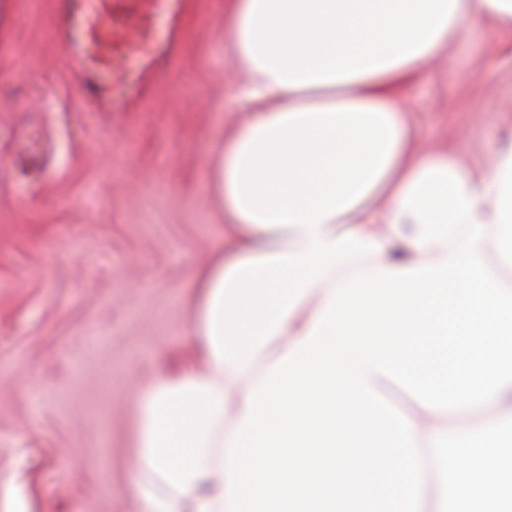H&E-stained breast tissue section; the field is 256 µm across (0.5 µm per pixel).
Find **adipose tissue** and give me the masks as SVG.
Segmentation results:
<instances>
[{"label":"adipose tissue","mask_w":512,"mask_h":512,"mask_svg":"<svg viewBox=\"0 0 512 512\" xmlns=\"http://www.w3.org/2000/svg\"><path fill=\"white\" fill-rule=\"evenodd\" d=\"M477 19L512 29V0H232L226 49L251 114L225 135L214 184L242 233L192 282L196 360L160 372L140 404L136 512H227L248 396L306 340L337 271L449 258V244L417 245L402 207L428 169L457 174L486 228L481 258L512 272V146L485 174L418 149L391 93Z\"/></svg>","instance_id":"obj_1"}]
</instances>
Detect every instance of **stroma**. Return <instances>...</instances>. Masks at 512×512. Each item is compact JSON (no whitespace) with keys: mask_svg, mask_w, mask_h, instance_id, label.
<instances>
[{"mask_svg":"<svg viewBox=\"0 0 512 512\" xmlns=\"http://www.w3.org/2000/svg\"><path fill=\"white\" fill-rule=\"evenodd\" d=\"M172 58L128 112H91L56 0H0V504L132 512L138 402L192 362L195 273L231 245L212 172L244 122L229 0H173ZM415 141L473 170L512 137V34L473 24L395 90Z\"/></svg>","mask_w":512,"mask_h":512,"instance_id":"35a3bbf8","label":"stroma"}]
</instances>
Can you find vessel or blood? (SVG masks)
<instances>
[{"label":"vessel or blood","instance_id":"obj_1","mask_svg":"<svg viewBox=\"0 0 512 512\" xmlns=\"http://www.w3.org/2000/svg\"><path fill=\"white\" fill-rule=\"evenodd\" d=\"M83 11H58L57 40L64 51L70 84L93 112L113 111L112 91L97 81L99 70L120 76L128 57L146 59V81L161 72L163 61L149 53V23L168 0H82Z\"/></svg>","mask_w":512,"mask_h":512}]
</instances>
